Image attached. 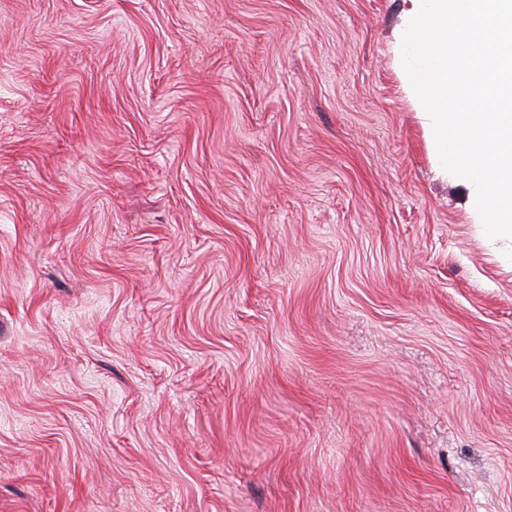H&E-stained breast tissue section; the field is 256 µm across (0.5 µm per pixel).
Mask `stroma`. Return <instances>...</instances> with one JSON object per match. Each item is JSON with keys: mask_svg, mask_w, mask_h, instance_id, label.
Instances as JSON below:
<instances>
[{"mask_svg": "<svg viewBox=\"0 0 512 512\" xmlns=\"http://www.w3.org/2000/svg\"><path fill=\"white\" fill-rule=\"evenodd\" d=\"M411 8L0 0V512H512V244Z\"/></svg>", "mask_w": 512, "mask_h": 512, "instance_id": "obj_1", "label": "stroma"}]
</instances>
